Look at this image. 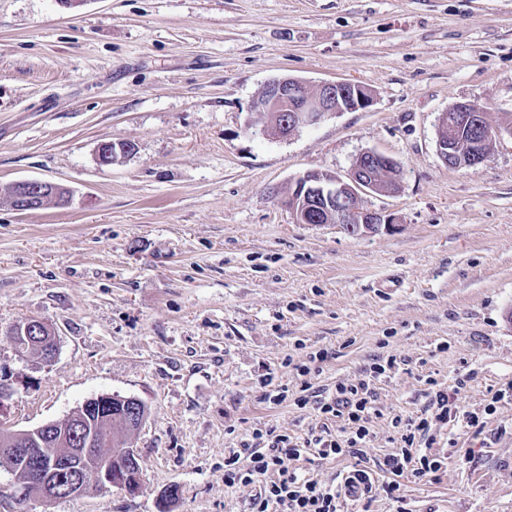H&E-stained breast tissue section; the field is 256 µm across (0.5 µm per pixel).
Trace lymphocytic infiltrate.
<instances>
[{"instance_id": "obj_1", "label": "lymphocytic infiltrate", "mask_w": 512, "mask_h": 512, "mask_svg": "<svg viewBox=\"0 0 512 512\" xmlns=\"http://www.w3.org/2000/svg\"><path fill=\"white\" fill-rule=\"evenodd\" d=\"M395 365L392 358L374 363L364 378L337 384L334 391L321 399L320 412L340 419L339 435H317L297 441L284 434H270L267 447L251 451L248 465H241L238 454L225 457V486L262 482V490L250 502V512H343L352 496L368 499L379 490L394 495L400 489L399 475L408 472L422 478L439 471L444 464L443 456L420 444L431 421L448 423L461 416L467 426H481L478 414L460 413L444 388L431 391L425 415L414 419L395 417L394 423L400 430L399 452L375 462L365 452L369 423L375 412L371 383ZM309 455L323 459L349 456L355 463L341 486L327 487L304 479L299 473L297 462ZM376 469L391 474V481L375 484L372 472Z\"/></svg>"}]
</instances>
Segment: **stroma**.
I'll use <instances>...</instances> for the list:
<instances>
[{
  "instance_id": "35a3bbf8",
  "label": "stroma",
  "mask_w": 512,
  "mask_h": 512,
  "mask_svg": "<svg viewBox=\"0 0 512 512\" xmlns=\"http://www.w3.org/2000/svg\"><path fill=\"white\" fill-rule=\"evenodd\" d=\"M283 77L373 102L262 134L252 104ZM459 102L512 119V0H0V410L23 430L102 394L147 408L136 494L24 512H248L260 486L226 487L225 452L259 429L337 431L295 398L388 357L368 457L394 452L392 419L424 414L430 379L484 427L434 425L441 470L348 512H512V397L495 398L512 385V136L478 168L444 165L436 128ZM105 142L131 150L104 166ZM370 150L398 162L399 189L361 204L394 228L295 222L297 177L348 179ZM20 180L71 202L16 211ZM25 319L54 329L52 361L16 352Z\"/></svg>"
}]
</instances>
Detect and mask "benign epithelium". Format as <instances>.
<instances>
[{"mask_svg":"<svg viewBox=\"0 0 512 512\" xmlns=\"http://www.w3.org/2000/svg\"><path fill=\"white\" fill-rule=\"evenodd\" d=\"M372 103L371 92L358 84L350 82H322L314 87L294 78H275L263 88L262 93L253 102V109L264 120L266 128L280 137L286 138L302 128L319 124L326 117L338 112L365 109ZM457 113L456 119L465 126L475 130L468 150L457 153L452 146L453 131L448 120V112L442 113L436 129L437 151L444 163L456 161L468 168H477L488 154L487 145L492 134L482 133L485 116L477 105L460 102L449 108ZM127 145L107 142L99 148V161L103 165L112 164L116 152H126ZM395 166V161L377 151L363 153L356 161L349 180L336 177H324L309 171L298 177L291 186L286 205L292 210L294 219L299 224H340L353 225L356 234L368 235L381 228H390L395 218L382 211L367 210L360 205V193L378 192L380 188L374 180V171H384ZM69 192L61 186L37 180H21L12 184L11 199L15 210L25 212L45 205L65 206L69 203ZM8 335L18 337L31 344L38 345L44 359H51L56 346L46 347L47 337H55L53 329L44 321L27 319L14 324ZM57 429V423L13 431V441L20 445L38 442ZM80 432L77 447L72 453L81 458L95 454L96 436L83 431V426H76ZM141 475H132L127 470L112 469V457L100 459L92 473L84 470L75 471L64 486H58L48 479L39 484L42 498L56 499L65 495H86L93 492L121 487L128 494L138 492Z\"/></svg>","mask_w":512,"mask_h":512,"instance_id":"obj_1","label":"benign epithelium"}]
</instances>
